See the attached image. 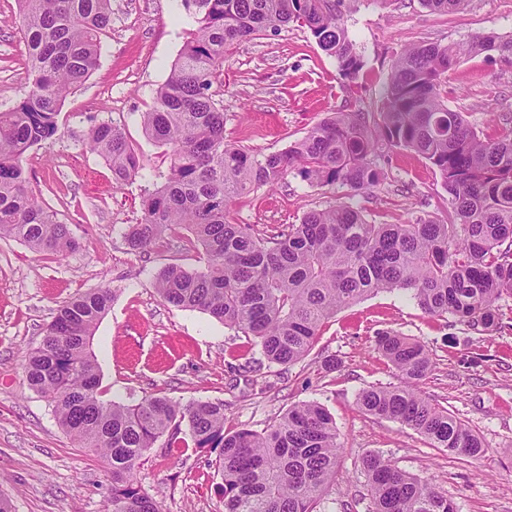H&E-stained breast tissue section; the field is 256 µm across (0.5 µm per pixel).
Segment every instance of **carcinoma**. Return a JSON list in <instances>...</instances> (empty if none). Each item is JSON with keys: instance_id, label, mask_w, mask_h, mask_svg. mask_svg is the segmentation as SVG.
I'll use <instances>...</instances> for the list:
<instances>
[{"instance_id": "1", "label": "carcinoma", "mask_w": 512, "mask_h": 512, "mask_svg": "<svg viewBox=\"0 0 512 512\" xmlns=\"http://www.w3.org/2000/svg\"><path fill=\"white\" fill-rule=\"evenodd\" d=\"M180 2L197 28L143 113L148 139L169 148L168 172L146 168L111 122L88 133L90 149L109 162L117 183L133 177L160 183L125 233L130 249L144 251L165 231L187 226L203 250L202 269L170 265L159 273L158 296L207 312L281 366L302 359L339 311L381 291H406L425 314L449 316L474 331L501 328L498 302L512 298V118H503L510 128L485 136L448 106L446 85L448 71L469 57L493 52L512 62V34L406 46L392 63L380 111L357 99L287 150L263 154L224 140V112L213 90L224 53L255 35L305 27L352 88L365 62L343 9L356 0ZM466 2L421 0L441 13ZM16 4L32 79L23 99L0 111V238L63 255L75 240L30 194L21 161L28 148L52 138L61 102L99 65L112 0ZM397 148L418 153L439 172L449 196L447 222L417 216L407 224H373L348 202L310 211L298 224H273L260 236L228 219L243 194L271 188L292 170L315 187L339 184L355 196L365 193L384 178L375 157ZM112 300L109 289L99 288L60 306L23 365L27 385L50 401L59 425L112 469L106 512H162L134 471L157 444L173 447L184 426L195 447L216 454L224 512H316L341 449L330 413L302 402L262 432L230 434L220 401L101 400L90 340ZM375 350L400 385L362 390L357 405L364 414L406 425L455 455L486 454L473 430L418 390L432 366L423 344L385 331ZM362 467L375 512H455L431 482L380 455H365Z\"/></svg>"}]
</instances>
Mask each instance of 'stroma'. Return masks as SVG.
<instances>
[{
    "label": "stroma",
    "mask_w": 512,
    "mask_h": 512,
    "mask_svg": "<svg viewBox=\"0 0 512 512\" xmlns=\"http://www.w3.org/2000/svg\"><path fill=\"white\" fill-rule=\"evenodd\" d=\"M177 13V0H112V28L102 38L98 67L65 98L52 139L23 156L29 192L69 226L76 246L56 255L0 239V492L11 497L15 512H105L111 471L60 428L52 405L29 389L22 366L64 302L107 288L114 299L91 345L104 399L220 401L229 433L263 430L289 407L314 401L333 417L343 446L336 480L318 512H372L361 465L368 453L433 483L457 512H512V298L500 302L502 328L479 334L428 316L408 292L384 291L338 312L309 354L286 367L269 363L253 340L206 312L159 298V272L172 264L200 267L202 250L183 226L145 251H131L125 231L140 219L149 185L137 177L117 183L108 162L84 140L92 125L112 122L146 167L167 170L169 153L145 136L142 114L190 37ZM344 21L365 60L353 91L344 87L335 59L304 28L268 32L228 51L219 95L225 138L274 153L302 139L351 94L379 110L402 46L512 34V0H468L449 14L430 12L420 0H356ZM29 86L15 0H0V108L16 104ZM447 91L452 109L489 132L490 117L512 114V63L486 54L461 61L448 73ZM376 163L384 180L355 199L370 222L404 224L415 213L447 221L448 193L425 158L397 149ZM346 194L342 186H309L292 172L275 190L261 188L238 200L231 218L260 232L270 224L299 223ZM386 330L426 346L433 368L421 393L478 433L485 456L448 453L408 426L359 410L363 389L399 383L375 351L377 333ZM329 358L335 370L326 368ZM134 477L162 500L163 512L224 510L214 454L156 447L142 457Z\"/></svg>",
    "instance_id": "35a3bbf8"
}]
</instances>
